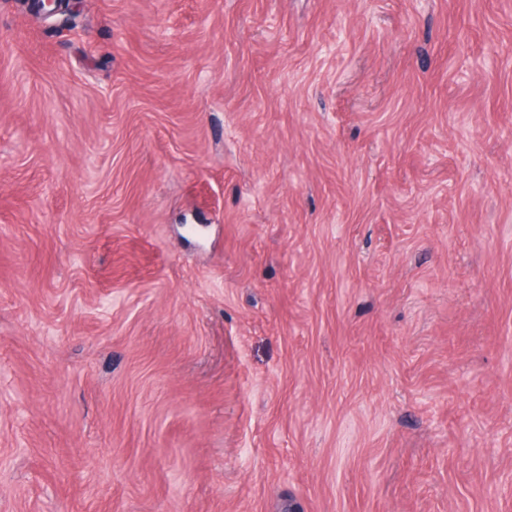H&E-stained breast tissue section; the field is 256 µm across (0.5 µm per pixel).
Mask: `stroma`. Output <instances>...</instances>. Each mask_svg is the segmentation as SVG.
<instances>
[{"mask_svg":"<svg viewBox=\"0 0 512 512\" xmlns=\"http://www.w3.org/2000/svg\"><path fill=\"white\" fill-rule=\"evenodd\" d=\"M0 0V512H512V0Z\"/></svg>","mask_w":512,"mask_h":512,"instance_id":"stroma-1","label":"stroma"}]
</instances>
